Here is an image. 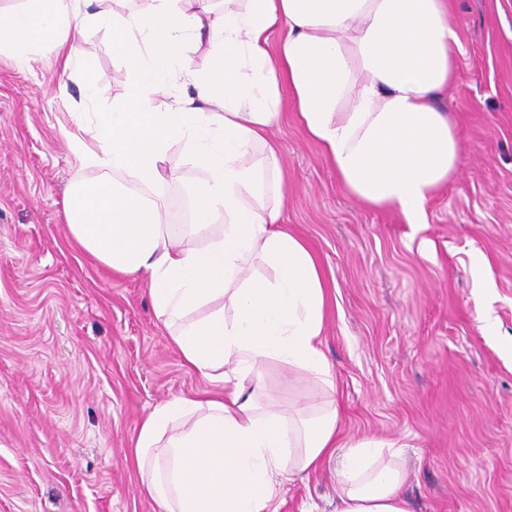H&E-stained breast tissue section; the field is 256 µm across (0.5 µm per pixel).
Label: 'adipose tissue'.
<instances>
[{
	"instance_id": "obj_1",
	"label": "adipose tissue",
	"mask_w": 512,
	"mask_h": 512,
	"mask_svg": "<svg viewBox=\"0 0 512 512\" xmlns=\"http://www.w3.org/2000/svg\"><path fill=\"white\" fill-rule=\"evenodd\" d=\"M78 2L26 0L1 12L0 51L23 65L31 51L79 45L89 26L110 30L127 96L99 115L92 142L70 139L72 152L153 185L179 139L208 174L194 193L192 227L221 225L203 246H181L160 204L106 178L76 185L64 205L70 235L87 253L117 274L148 275L155 313L186 364L224 387L223 397H182L143 419L132 450L142 492L164 512H277L276 477L339 457L335 512H411L399 459H382L376 442L341 446L334 401L296 419L244 397L242 378L260 377L270 358L334 385L321 348L318 260L281 229L282 191L262 206L254 200L266 176L280 172L267 134L280 120L285 85L352 197L424 223L460 153L435 103L456 78L453 0H224L219 12L210 0H141L126 15L89 13ZM200 38L210 44V66L185 78L208 109L192 112L169 97L180 58ZM258 149L256 169L248 160ZM255 261L273 279L244 276ZM222 297L233 317L218 308L190 319Z\"/></svg>"
}]
</instances>
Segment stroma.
I'll return each mask as SVG.
<instances>
[{
	"label": "stroma",
	"mask_w": 512,
	"mask_h": 512,
	"mask_svg": "<svg viewBox=\"0 0 512 512\" xmlns=\"http://www.w3.org/2000/svg\"><path fill=\"white\" fill-rule=\"evenodd\" d=\"M463 51L442 94L457 175L427 221L364 206L340 186L293 112L279 149L288 230L325 276L322 350L334 390L267 360L245 393L279 408L334 397L343 442L402 445L412 512H512V0H456ZM85 91L60 59L0 54V512H159L131 459L155 408L208 389L172 346L149 282L74 244L64 196L102 176L68 136L122 104L107 29L86 31ZM150 188L169 223L191 221L206 172L172 141ZM336 465L281 478L277 512H334Z\"/></svg>",
	"instance_id": "1"
}]
</instances>
